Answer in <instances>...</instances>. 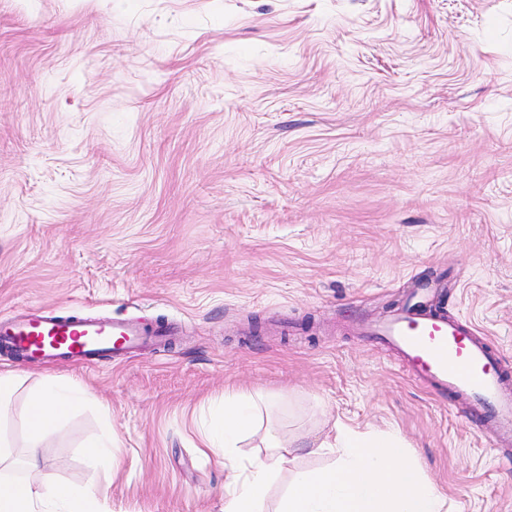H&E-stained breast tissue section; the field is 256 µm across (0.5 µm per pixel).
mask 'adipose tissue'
<instances>
[{
    "label": "adipose tissue",
    "mask_w": 512,
    "mask_h": 512,
    "mask_svg": "<svg viewBox=\"0 0 512 512\" xmlns=\"http://www.w3.org/2000/svg\"><path fill=\"white\" fill-rule=\"evenodd\" d=\"M86 398L81 386L55 381L32 395L22 466L0 448V512H99L96 488L55 478L41 456L44 443ZM246 434L259 436L261 452L237 454ZM301 448L331 460L316 469L293 468ZM205 452L224 462V512H449L447 495L417 467L399 432L366 433L336 424L321 440L300 447L264 420L256 398L242 389L225 390L224 425L207 440ZM284 472L288 486L277 507L269 508L272 486Z\"/></svg>",
    "instance_id": "1"
}]
</instances>
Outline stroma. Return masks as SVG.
Instances as JSON below:
<instances>
[{
    "label": "stroma",
    "instance_id": "35a3bbf8",
    "mask_svg": "<svg viewBox=\"0 0 512 512\" xmlns=\"http://www.w3.org/2000/svg\"><path fill=\"white\" fill-rule=\"evenodd\" d=\"M436 291L512 388V0H0V319L175 328L121 365L15 361L88 391L41 450L102 512H224V391L288 438L396 429L451 512H512V434L364 325ZM111 481L85 453L104 429Z\"/></svg>",
    "mask_w": 512,
    "mask_h": 512
}]
</instances>
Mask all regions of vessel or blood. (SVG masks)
Segmentation results:
<instances>
[{
  "label": "vessel or blood",
  "instance_id": "obj_1",
  "mask_svg": "<svg viewBox=\"0 0 512 512\" xmlns=\"http://www.w3.org/2000/svg\"><path fill=\"white\" fill-rule=\"evenodd\" d=\"M427 288L392 318L368 327L381 344L396 351L411 378L431 390L474 397L504 430H512V393L506 392L501 362L480 343L473 326L427 309ZM168 325H144L125 316L99 321L59 309H35L0 322V345L27 361L67 360L94 364L120 360L169 336Z\"/></svg>",
  "mask_w": 512,
  "mask_h": 512
}]
</instances>
